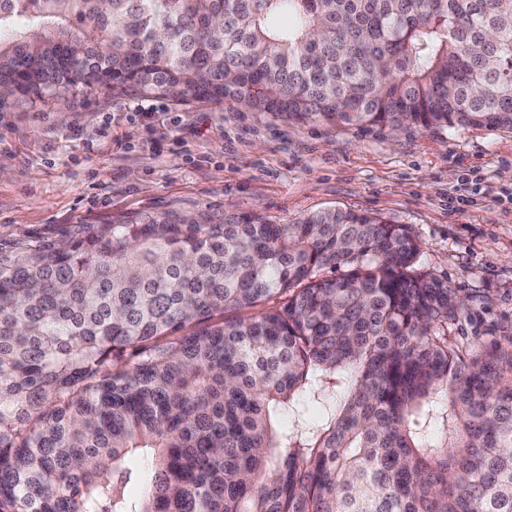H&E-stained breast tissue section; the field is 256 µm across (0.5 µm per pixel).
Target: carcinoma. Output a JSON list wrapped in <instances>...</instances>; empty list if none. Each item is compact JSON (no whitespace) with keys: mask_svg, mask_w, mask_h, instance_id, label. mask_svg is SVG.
Returning <instances> with one entry per match:
<instances>
[{"mask_svg":"<svg viewBox=\"0 0 512 512\" xmlns=\"http://www.w3.org/2000/svg\"><path fill=\"white\" fill-rule=\"evenodd\" d=\"M128 88L512 127V0H0V95ZM419 254L329 209L0 255V512H512V345L449 344Z\"/></svg>","mask_w":512,"mask_h":512,"instance_id":"carcinoma-1","label":"carcinoma"}]
</instances>
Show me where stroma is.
Returning <instances> with one entry per match:
<instances>
[{
  "instance_id": "obj_1",
  "label": "stroma",
  "mask_w": 512,
  "mask_h": 512,
  "mask_svg": "<svg viewBox=\"0 0 512 512\" xmlns=\"http://www.w3.org/2000/svg\"><path fill=\"white\" fill-rule=\"evenodd\" d=\"M148 102L149 125L133 116ZM328 208L411 229L422 270L465 300L449 343H512L511 128L392 134L137 90L0 104L2 253L168 211L292 224Z\"/></svg>"
}]
</instances>
